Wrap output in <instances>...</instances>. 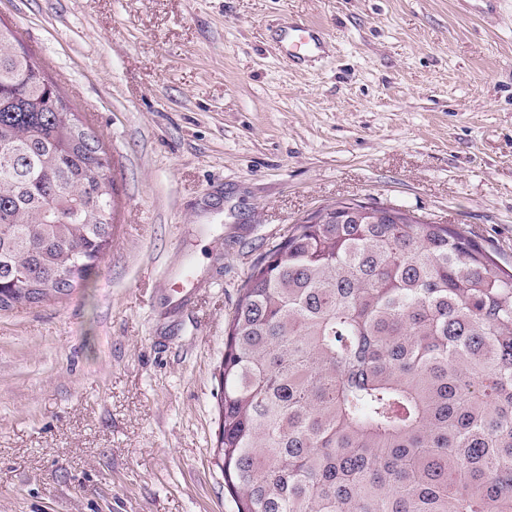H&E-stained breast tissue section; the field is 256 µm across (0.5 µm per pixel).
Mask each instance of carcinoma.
<instances>
[{
    "mask_svg": "<svg viewBox=\"0 0 512 512\" xmlns=\"http://www.w3.org/2000/svg\"><path fill=\"white\" fill-rule=\"evenodd\" d=\"M101 139L0 26V309L112 246ZM252 266L218 370L237 512H512V268L451 224L342 200Z\"/></svg>",
    "mask_w": 512,
    "mask_h": 512,
    "instance_id": "cac0c4a2",
    "label": "carcinoma"
}]
</instances>
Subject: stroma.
Instances as JSON below:
<instances>
[{
	"mask_svg": "<svg viewBox=\"0 0 512 512\" xmlns=\"http://www.w3.org/2000/svg\"><path fill=\"white\" fill-rule=\"evenodd\" d=\"M106 146L87 286L0 311V512H236L216 464L238 292L340 198L512 266V0H0ZM323 33L284 54L288 28Z\"/></svg>",
	"mask_w": 512,
	"mask_h": 512,
	"instance_id": "1",
	"label": "stroma"
}]
</instances>
